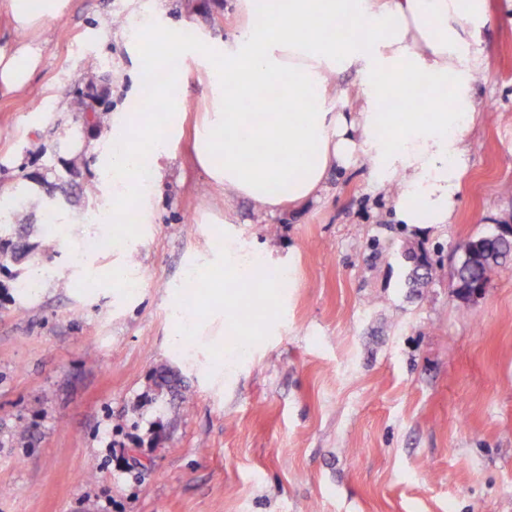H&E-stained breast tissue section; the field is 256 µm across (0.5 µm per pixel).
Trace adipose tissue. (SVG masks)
<instances>
[{"instance_id": "obj_1", "label": "adipose tissue", "mask_w": 512, "mask_h": 512, "mask_svg": "<svg viewBox=\"0 0 512 512\" xmlns=\"http://www.w3.org/2000/svg\"><path fill=\"white\" fill-rule=\"evenodd\" d=\"M70 0H7V13L22 41L0 53V92L24 87L40 63L26 43L28 34L64 15ZM245 23L234 40L200 48L180 29L146 26L134 38L143 68L159 67L151 45L167 51L203 52L213 112L197 134L194 154L209 177L234 195L271 213L284 202L318 197L332 168L365 162L379 184L395 183L398 223L447 224L461 190L465 136L476 120L474 85L482 74L480 33L488 23L481 0H265L255 9L241 0ZM361 78L360 107L336 112L327 100L337 73ZM185 76L170 70L159 86L163 112L156 121L126 112L112 120V151L106 165L111 192L97 199L113 217L146 209L152 183L141 175L148 143L172 149L173 131L185 110ZM429 84V111L405 121L403 113L382 115L386 98ZM284 88L302 104L299 112H269L256 118L252 107L269 88ZM223 280L208 282L225 319L184 317L187 336L238 333L232 312L259 287L263 268L257 256L243 255L234 239L224 242L218 260Z\"/></svg>"}]
</instances>
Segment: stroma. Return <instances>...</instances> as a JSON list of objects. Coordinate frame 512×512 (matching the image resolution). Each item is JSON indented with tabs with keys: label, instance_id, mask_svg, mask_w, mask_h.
Instances as JSON below:
<instances>
[{
	"label": "stroma",
	"instance_id": "35a3bbf8",
	"mask_svg": "<svg viewBox=\"0 0 512 512\" xmlns=\"http://www.w3.org/2000/svg\"><path fill=\"white\" fill-rule=\"evenodd\" d=\"M479 115L466 136L451 223L392 220L394 195L370 168L330 171L320 200L261 212L194 161L210 110L200 55L188 74L177 145L161 158L149 221L91 223V199L36 208L19 295L0 270V512H512V267L485 295L454 288L456 244L512 224V0H486ZM148 24L222 43L236 0H70L36 39L39 68L0 93V188L45 172L56 145L83 138L63 89L105 90L99 140L148 92L130 40ZM125 250H86L92 238ZM289 270L260 299L249 353L179 341L190 269L225 239ZM423 247L433 279L405 286ZM119 265L130 285L90 284L82 263ZM180 391L155 385L161 367Z\"/></svg>",
	"mask_w": 512,
	"mask_h": 512
}]
</instances>
